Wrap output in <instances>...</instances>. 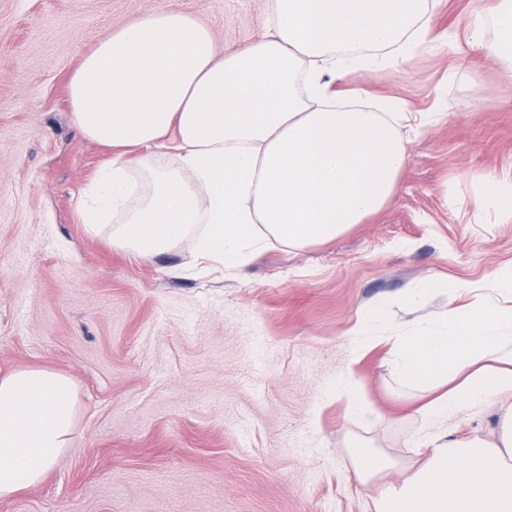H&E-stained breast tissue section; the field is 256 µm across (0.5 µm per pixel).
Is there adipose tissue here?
<instances>
[{
	"instance_id": "obj_1",
	"label": "adipose tissue",
	"mask_w": 512,
	"mask_h": 512,
	"mask_svg": "<svg viewBox=\"0 0 512 512\" xmlns=\"http://www.w3.org/2000/svg\"><path fill=\"white\" fill-rule=\"evenodd\" d=\"M436 0H272L267 32L217 53L210 28L171 9L113 31L68 81L76 127L114 156L86 188L80 219L113 248L152 258L180 246L222 266L278 243L322 244L381 212L409 162L396 120L432 112L348 85L428 46H466L512 84V0H491L463 32L437 27ZM495 25L501 41L486 38ZM168 163H161V156ZM481 205L512 223V179L478 171ZM493 299L428 280L446 296V329L392 336L393 374L430 392L416 409L422 463L382 487L374 512H512V268ZM76 383L45 369L0 374V499L39 483L72 445ZM497 408L495 440L452 439L449 421Z\"/></svg>"
}]
</instances>
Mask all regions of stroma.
I'll list each match as a JSON object with an SVG mask.
<instances>
[{"mask_svg": "<svg viewBox=\"0 0 512 512\" xmlns=\"http://www.w3.org/2000/svg\"><path fill=\"white\" fill-rule=\"evenodd\" d=\"M179 9L218 52L260 37L268 0H0V372L75 379L72 446L0 512H373L399 471L364 484L348 447L417 457L412 389L384 347L352 335L390 310L382 336L443 325L448 300L405 296L428 278L486 286L512 265V223L479 209L475 172L512 175V86L464 53L424 48L352 83L440 112L401 127L410 162L379 214L301 252L277 246L237 269L189 248L141 259L89 233L82 188L109 160L71 118L82 53L141 17ZM352 372L370 407L336 390Z\"/></svg>", "mask_w": 512, "mask_h": 512, "instance_id": "1", "label": "stroma"}]
</instances>
